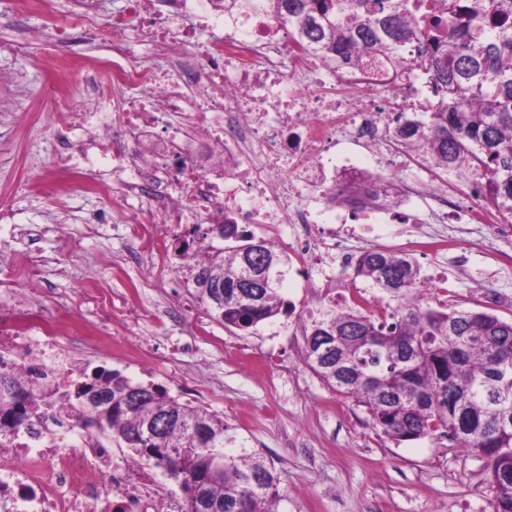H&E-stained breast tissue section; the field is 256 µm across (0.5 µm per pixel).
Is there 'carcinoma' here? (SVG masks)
Wrapping results in <instances>:
<instances>
[{"mask_svg": "<svg viewBox=\"0 0 512 512\" xmlns=\"http://www.w3.org/2000/svg\"><path fill=\"white\" fill-rule=\"evenodd\" d=\"M294 19L299 37L326 59L358 66L363 52L390 56L418 36L407 0H263ZM455 25L448 44L421 61L432 76L429 112L402 115L392 145L416 166L465 184L486 178V203L512 219V0L480 7L444 0ZM188 266L205 314L252 333L292 305L280 293L288 255L243 230ZM355 277L395 302L379 314L359 305L324 308L305 328V362L330 388L366 407L395 443L446 437L482 456L493 512H512V320L433 306L418 297L420 267L404 250L372 249ZM82 427L112 435L130 456L162 470L183 495L182 512H277V478L224 417L182 403L166 387L101 373L77 393ZM42 403L20 383L0 402L18 424Z\"/></svg>", "mask_w": 512, "mask_h": 512, "instance_id": "carcinoma-1", "label": "carcinoma"}]
</instances>
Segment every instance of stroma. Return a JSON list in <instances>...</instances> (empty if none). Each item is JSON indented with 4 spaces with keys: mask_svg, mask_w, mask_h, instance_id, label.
<instances>
[{
    "mask_svg": "<svg viewBox=\"0 0 512 512\" xmlns=\"http://www.w3.org/2000/svg\"><path fill=\"white\" fill-rule=\"evenodd\" d=\"M43 27L41 14L18 13L11 0H0V206L14 215L11 223H0V256L12 262L30 252L47 257L41 298L63 302L65 319L85 316L81 290L91 277L113 293L139 297L154 317L129 327L113 315L107 365L173 394L184 383L199 385L195 404L223 415L272 466L278 512H492L483 457L444 438L395 443L373 426L366 408L327 387L306 366L298 318L314 304L310 282L286 276L281 289L294 306L292 315L255 333L211 320L200 332L195 322L202 309L187 290L186 275L145 282L142 270L151 258L132 239L128 224H102L87 233L94 210H121L125 204H106L57 185L54 153L63 135L48 114L61 100L85 107L89 95L80 72L54 80L51 64L59 51L42 38ZM344 150L360 162L381 163L398 183L432 181L394 147L381 157L350 144ZM413 214L411 223L357 225L348 242L362 251L401 249L417 230L438 232V225L426 223L423 206ZM61 216L68 220L67 238L20 234ZM458 255L442 271L449 303L512 319V243L494 240L490 225L471 224ZM134 336L156 348L151 371L141 369L130 348Z\"/></svg>",
    "mask_w": 512,
    "mask_h": 512,
    "instance_id": "obj_1",
    "label": "stroma"
}]
</instances>
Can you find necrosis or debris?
Masks as SVG:
<instances>
[{
  "mask_svg": "<svg viewBox=\"0 0 512 512\" xmlns=\"http://www.w3.org/2000/svg\"><path fill=\"white\" fill-rule=\"evenodd\" d=\"M439 0H409L422 35L401 51L400 75L389 106L376 76L326 66L312 45H298L288 16L225 8L224 0H124L100 20L98 0H18L23 11L50 17L48 34L60 45L75 35L103 44L106 55L82 66L92 104L59 106L52 118L66 139L56 152L65 176L90 195L122 198L137 215L133 235L156 258L149 280L169 275L167 243L203 224H285L299 276L311 278L308 256L324 250L351 264L337 225L375 224L409 214L414 192L358 205L360 185L379 172L334 153L353 142L378 147L402 113L424 112L434 98L420 66L433 44ZM207 40H200V32ZM430 221L465 224L482 207L431 193ZM42 259L21 268L0 266V362L36 391L79 382L100 344L103 317L120 310L140 324L152 312L116 299L111 289L87 288L94 319L62 321L38 306ZM79 411L59 403L23 425L0 412V512H181L179 494L163 471L120 454L97 434H77ZM80 442H73V435Z\"/></svg>",
  "mask_w": 512,
  "mask_h": 512,
  "instance_id": "1",
  "label": "necrosis or debris"
}]
</instances>
